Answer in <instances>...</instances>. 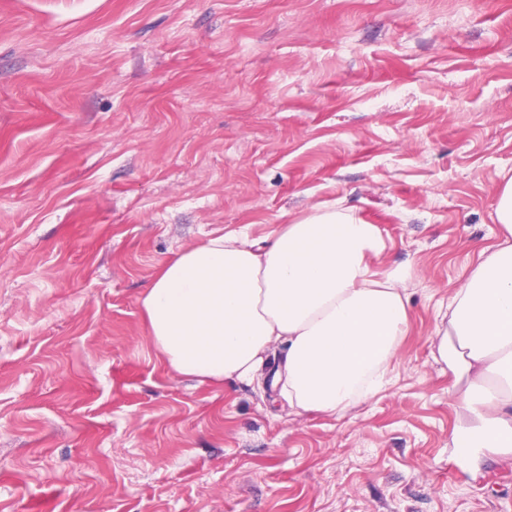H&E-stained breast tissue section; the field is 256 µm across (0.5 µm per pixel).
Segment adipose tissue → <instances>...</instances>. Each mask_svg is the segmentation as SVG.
Returning <instances> with one entry per match:
<instances>
[{
	"label": "adipose tissue",
	"mask_w": 512,
	"mask_h": 512,
	"mask_svg": "<svg viewBox=\"0 0 512 512\" xmlns=\"http://www.w3.org/2000/svg\"><path fill=\"white\" fill-rule=\"evenodd\" d=\"M501 237L482 248L451 298L432 356L465 381L461 448L512 447V179L498 195ZM377 225L315 207L263 240L209 235L161 264L139 302L156 352L203 382L254 381L281 349L272 377L289 405L343 414L385 385L409 327L403 276L370 265Z\"/></svg>",
	"instance_id": "1"
}]
</instances>
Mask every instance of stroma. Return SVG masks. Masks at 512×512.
<instances>
[{"label":"stroma","mask_w":512,"mask_h":512,"mask_svg":"<svg viewBox=\"0 0 512 512\" xmlns=\"http://www.w3.org/2000/svg\"><path fill=\"white\" fill-rule=\"evenodd\" d=\"M512 177V0H0V512H512L431 355ZM406 276L387 385L331 416L157 356L139 298L315 206Z\"/></svg>","instance_id":"stroma-1"}]
</instances>
